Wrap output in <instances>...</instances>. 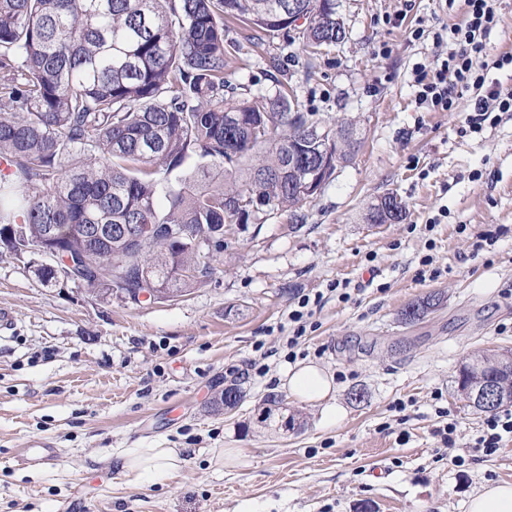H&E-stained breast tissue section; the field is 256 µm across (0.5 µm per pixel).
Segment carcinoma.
Returning <instances> with one entry per match:
<instances>
[{"mask_svg": "<svg viewBox=\"0 0 512 512\" xmlns=\"http://www.w3.org/2000/svg\"><path fill=\"white\" fill-rule=\"evenodd\" d=\"M310 25L288 26V0H0V246L54 258L38 269L56 284L59 254L73 257L93 289H133L149 279L183 293L210 271L197 251L224 248V195L258 192L306 223L288 188L295 124L320 120L279 89L254 92L228 77L226 21L258 29L257 39L300 41L310 57L343 26L335 0H306ZM271 112L283 122L248 138L228 114ZM231 135L235 152L224 151ZM49 224L61 227L47 235ZM151 224L134 243L120 229ZM169 225L191 234L178 245ZM415 302L414 323L440 306ZM483 382L512 386V366L476 354L463 362L457 391Z\"/></svg>", "mask_w": 512, "mask_h": 512, "instance_id": "cac0c4a2", "label": "carcinoma"}]
</instances>
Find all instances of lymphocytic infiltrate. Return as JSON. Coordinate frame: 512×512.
<instances>
[{"mask_svg": "<svg viewBox=\"0 0 512 512\" xmlns=\"http://www.w3.org/2000/svg\"><path fill=\"white\" fill-rule=\"evenodd\" d=\"M465 21L456 28L458 48L448 58L415 70L416 102L436 111H453L457 101L473 93L472 110L464 116V129L473 134L497 125L501 114L512 112V89L489 81L491 70L512 69V55L491 54L487 37L500 23L495 0H463Z\"/></svg>", "mask_w": 512, "mask_h": 512, "instance_id": "lymphocytic-infiltrate-1", "label": "lymphocytic infiltrate"}]
</instances>
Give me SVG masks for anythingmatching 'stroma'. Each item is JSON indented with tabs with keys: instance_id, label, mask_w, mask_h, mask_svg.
Segmentation results:
<instances>
[{
	"instance_id": "1",
	"label": "stroma",
	"mask_w": 512,
	"mask_h": 512,
	"mask_svg": "<svg viewBox=\"0 0 512 512\" xmlns=\"http://www.w3.org/2000/svg\"><path fill=\"white\" fill-rule=\"evenodd\" d=\"M336 13L345 37L312 62L300 43L256 45L246 24L227 26L236 82L275 92L268 59L280 57L303 107L354 131L350 161L299 230L286 212L225 225L212 274L154 301L43 284L48 256L0 248V304L13 314L0 328V512L75 500L76 512H467L484 487L512 483V441L455 464L437 434L451 421L461 441L479 435L486 414L459 395V367L512 349V119L465 135L471 94L453 112L415 104V66L454 49L460 6L336 0ZM387 192L406 219L368 223ZM478 233L494 236L490 252L474 254ZM431 293L441 305L404 323ZM305 294L321 298L304 349L334 381L335 424L288 392V313ZM232 384L244 400L228 410ZM35 438L54 464L28 460ZM123 448H179L190 463L132 485ZM223 448L239 462L218 464Z\"/></svg>"
}]
</instances>
